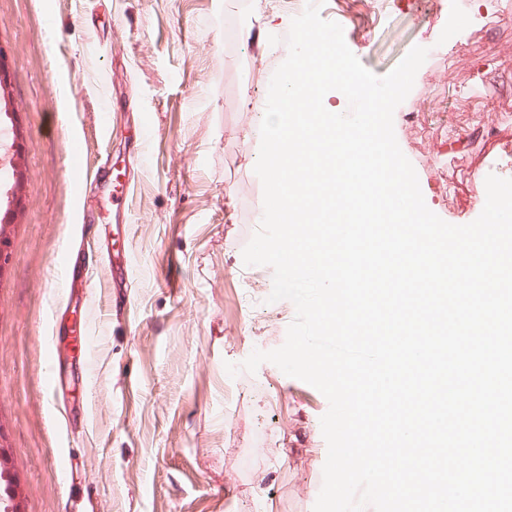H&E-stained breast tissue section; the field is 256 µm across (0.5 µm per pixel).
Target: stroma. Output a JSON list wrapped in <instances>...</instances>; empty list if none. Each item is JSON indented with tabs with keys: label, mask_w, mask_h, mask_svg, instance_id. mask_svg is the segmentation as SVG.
<instances>
[{
	"label": "stroma",
	"mask_w": 512,
	"mask_h": 512,
	"mask_svg": "<svg viewBox=\"0 0 512 512\" xmlns=\"http://www.w3.org/2000/svg\"><path fill=\"white\" fill-rule=\"evenodd\" d=\"M302 11L297 0H0L11 94L0 159L21 134L27 179L13 202L0 168V442L20 512H313L327 399L272 363L240 368L282 346L296 317L269 299L272 268L242 251L263 216L259 114ZM320 14L379 76L428 48L395 136L428 208L474 221L486 177L512 178V0H326ZM103 156L110 169L77 210L78 179ZM116 170L134 182L122 204ZM68 252L87 288L66 301ZM52 371L85 424L54 405Z\"/></svg>",
	"instance_id": "obj_1"
}]
</instances>
